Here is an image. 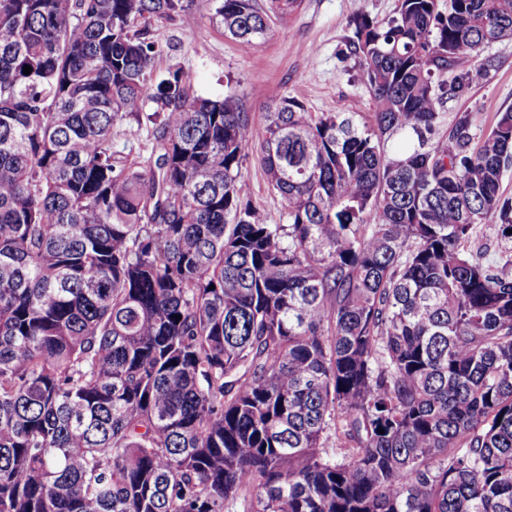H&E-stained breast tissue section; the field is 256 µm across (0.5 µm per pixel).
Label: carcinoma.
<instances>
[{
    "mask_svg": "<svg viewBox=\"0 0 512 512\" xmlns=\"http://www.w3.org/2000/svg\"><path fill=\"white\" fill-rule=\"evenodd\" d=\"M218 2L247 49L300 0ZM191 5L0 0V512H512V273L466 248L512 241V111H439L512 0L355 15L371 122L289 91L259 139L156 74ZM253 202L268 224H285V202L268 189L266 176L255 159L250 157L243 169ZM482 224L476 235L468 243L467 248L476 256H480L483 262L491 263L499 257L501 237L498 226L493 221Z\"/></svg>",
    "mask_w": 512,
    "mask_h": 512,
    "instance_id": "obj_1",
    "label": "carcinoma"
}]
</instances>
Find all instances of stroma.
<instances>
[{
	"label": "stroma",
	"mask_w": 512,
	"mask_h": 512,
	"mask_svg": "<svg viewBox=\"0 0 512 512\" xmlns=\"http://www.w3.org/2000/svg\"><path fill=\"white\" fill-rule=\"evenodd\" d=\"M398 0H302L290 15L275 20L269 34L243 49L212 21L216 0H193L190 23L158 22L154 36L162 52L159 71L181 69L195 94L235 96L254 125L284 93L297 92L308 111L350 112L372 117V101L360 80L357 58L345 56L352 35L349 21L362 12L376 19L391 15ZM498 65L488 79L461 99L445 100L448 114L472 113L479 131L491 129L498 113L512 110V41L488 50ZM253 202L267 223L285 221V202L271 192L256 160L244 168Z\"/></svg>",
	"instance_id": "1"
}]
</instances>
